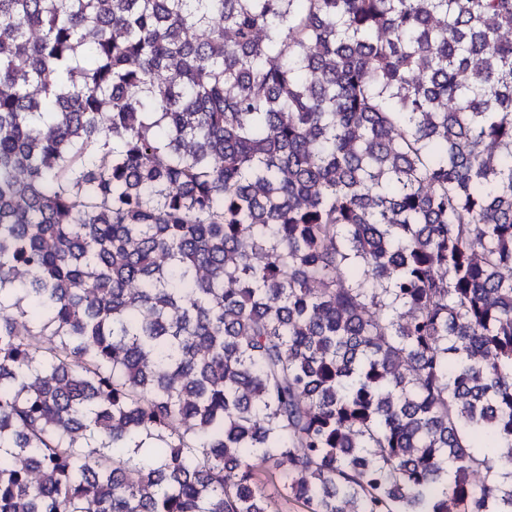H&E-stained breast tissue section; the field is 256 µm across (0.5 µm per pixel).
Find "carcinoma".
Returning <instances> with one entry per match:
<instances>
[{"label":"carcinoma","instance_id":"carcinoma-1","mask_svg":"<svg viewBox=\"0 0 512 512\" xmlns=\"http://www.w3.org/2000/svg\"><path fill=\"white\" fill-rule=\"evenodd\" d=\"M504 29L0 0V512H512Z\"/></svg>","mask_w":512,"mask_h":512}]
</instances>
